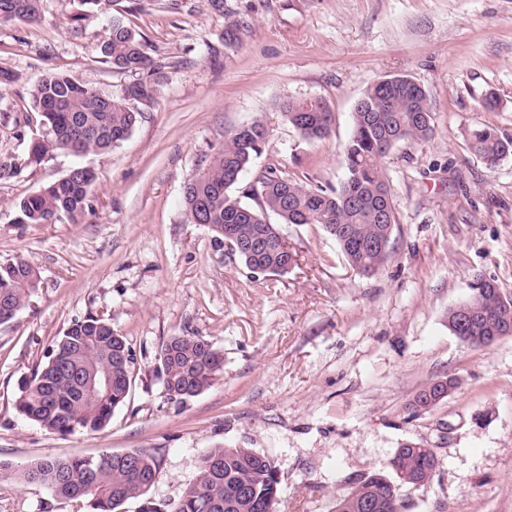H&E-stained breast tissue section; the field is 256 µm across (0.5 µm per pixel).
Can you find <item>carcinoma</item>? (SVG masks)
Masks as SVG:
<instances>
[{
  "label": "carcinoma",
  "instance_id": "carcinoma-1",
  "mask_svg": "<svg viewBox=\"0 0 512 512\" xmlns=\"http://www.w3.org/2000/svg\"><path fill=\"white\" fill-rule=\"evenodd\" d=\"M40 16V0H0V21L33 22ZM101 52L115 68L139 78L118 96H102L75 78L59 72L45 75L30 97L50 138L33 143L32 154L41 159L54 151L72 154L105 152L125 141L141 113L131 102L153 99L160 84L159 68L145 52L142 36L112 18ZM288 123L306 140H320L332 131L333 112L323 99L289 100L282 105ZM353 130L345 145L346 175L338 190L328 192L291 180L269 166L248 188L257 206L242 203L235 185L260 156L268 138L266 126L256 120L224 134V145L210 164L186 183L183 207L186 220L194 224L230 225L235 244L232 251L250 270L264 275L281 274L277 254L264 247L240 249L251 242L278 239L284 224H319L336 240L344 259L355 271H378L385 263L396 208L381 160L400 142L422 143L432 132V112L426 91L410 78L391 84L373 83L358 100L352 113ZM469 149L487 165L495 166L512 154V140L502 139L495 128L484 125L467 134ZM93 172L78 173L47 184L17 205V224H54L66 218L79 222L93 211ZM279 217L273 224L268 214ZM39 288L36 268L25 260L0 263V323L13 316L6 309L26 307ZM512 310L480 289L464 302L448 308V329L460 340L479 347V338L499 329L502 317ZM176 354L165 357L168 344L158 352L159 371L184 402L211 386L213 375L224 367L222 353L201 336H172ZM134 354L126 339L102 319L75 320L61 336L48 360L38 366L19 389L18 412L41 428L59 434L97 431L112 419L116 408L130 396L134 377ZM95 367L112 372V387L82 393L80 375ZM439 457L432 448L412 442L402 444L390 458L389 473L374 472L357 478L351 489L336 498V512H403L404 503L394 480L409 486H426L437 469ZM277 467L266 455L252 448L218 447L204 453L195 478L173 502L149 496L159 472V461L148 449L138 450L136 464L129 468L104 453L91 459L42 458L17 472L0 462V477L16 475L30 484L48 487L61 501L88 500L92 512H119L127 502L139 504V512H277L280 481Z\"/></svg>",
  "mask_w": 512,
  "mask_h": 512
}]
</instances>
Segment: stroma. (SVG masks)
Instances as JSON below:
<instances>
[{
	"label": "stroma",
	"mask_w": 512,
	"mask_h": 512,
	"mask_svg": "<svg viewBox=\"0 0 512 512\" xmlns=\"http://www.w3.org/2000/svg\"><path fill=\"white\" fill-rule=\"evenodd\" d=\"M146 41L162 79L136 108L130 137L102 153L54 152L28 160L47 129L30 91L63 72L104 96L134 74L105 63L111 17ZM0 263L33 264L39 288L0 324V460L96 457L137 448L160 472L150 495L176 500L201 456L251 448L279 471V512H335L362 474L383 471L400 443L435 449L440 466L422 488L401 487L406 512H512V336L490 346L448 329L450 306L476 278L512 295V155L495 166L471 152L469 129L512 139V0H41L36 22L0 23ZM406 75L428 95L433 131L396 144L382 160L397 222L384 266L354 271L318 224H287L297 256L288 274L252 273L215 248L206 225L188 223L184 184L230 129L269 130L237 191L268 164L290 179L336 189L346 174L352 112L382 77ZM494 94L497 108L482 105ZM324 99L329 137L302 139L286 100ZM75 167L94 170V213L81 223L19 224L15 203ZM93 316L123 335L134 383L111 422L62 436L16 409L23 381L68 326ZM195 334L224 355L212 385L182 404L168 400L157 353ZM445 375L459 386L428 412L409 403ZM0 512H90L43 486L0 480Z\"/></svg>",
	"instance_id": "35a3bbf8"
}]
</instances>
